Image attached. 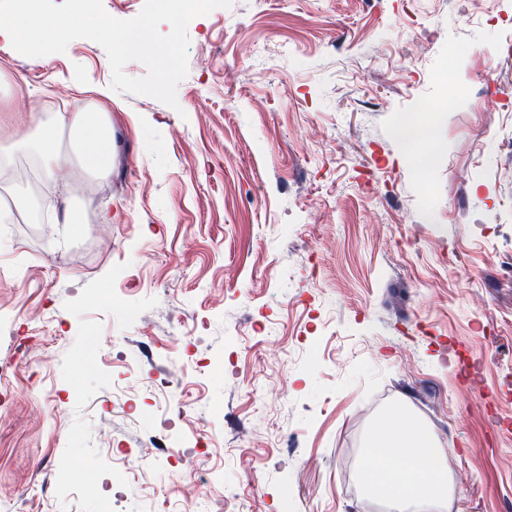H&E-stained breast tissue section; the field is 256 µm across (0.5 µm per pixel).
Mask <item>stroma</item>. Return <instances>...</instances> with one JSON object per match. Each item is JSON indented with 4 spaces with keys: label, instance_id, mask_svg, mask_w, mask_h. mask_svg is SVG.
<instances>
[{
    "label": "stroma",
    "instance_id": "35a3bbf8",
    "mask_svg": "<svg viewBox=\"0 0 512 512\" xmlns=\"http://www.w3.org/2000/svg\"><path fill=\"white\" fill-rule=\"evenodd\" d=\"M188 35L174 108L90 39L0 40V131L59 100L132 147L0 185L83 217L0 222V512H362L388 414L451 453L447 512H512V0H234Z\"/></svg>",
    "mask_w": 512,
    "mask_h": 512
}]
</instances>
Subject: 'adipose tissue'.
<instances>
[{
	"label": "adipose tissue",
	"mask_w": 512,
	"mask_h": 512,
	"mask_svg": "<svg viewBox=\"0 0 512 512\" xmlns=\"http://www.w3.org/2000/svg\"><path fill=\"white\" fill-rule=\"evenodd\" d=\"M64 130L76 134L81 141L78 159H71L55 145L58 133ZM30 142L41 154L45 182L61 183L70 176L75 162L94 176L109 172L112 142L104 113L82 108L48 118L37 109H30L27 126L13 131L7 145L0 146V169L7 166L13 147ZM364 481L369 495L391 501L397 512H404L408 501L397 491L402 482L415 486L411 501L420 512H439L449 494L448 475L440 464L437 446L420 429H376L370 441Z\"/></svg>",
	"instance_id": "obj_1"
}]
</instances>
